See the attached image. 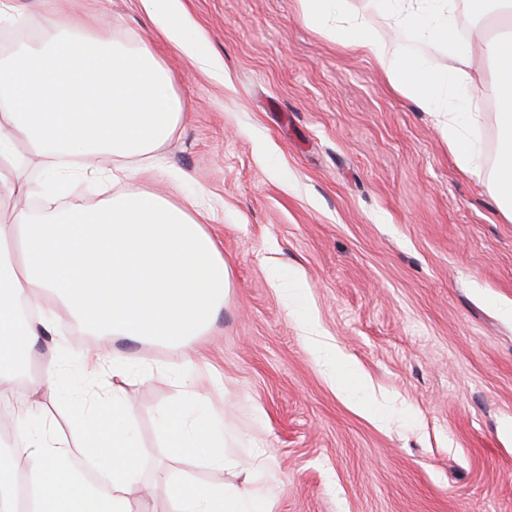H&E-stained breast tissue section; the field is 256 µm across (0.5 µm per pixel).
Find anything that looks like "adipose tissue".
Masks as SVG:
<instances>
[{
	"mask_svg": "<svg viewBox=\"0 0 512 512\" xmlns=\"http://www.w3.org/2000/svg\"><path fill=\"white\" fill-rule=\"evenodd\" d=\"M401 25L427 31L448 48V70L429 64L399 41L370 33L342 16L340 0H299L306 21L331 40L365 53L401 93L431 110L457 167L481 173L472 136L480 114L459 93L463 50L446 0H379ZM52 41H32L0 64V400L16 401L0 448V512H134L157 497L141 479L145 458L136 446L134 411L121 385L150 377L153 365L111 352L115 337L181 350L175 376L184 399L159 418L166 447L223 468L228 444L222 421L193 378L189 350L224 302L229 271L213 237L189 204L145 190L124 192L137 170L158 171V147L182 116L173 78L149 43L129 50L102 29L52 20ZM502 110V155L487 189L512 222V41L489 46ZM25 138L49 160L39 183L21 175ZM116 190L96 206L66 197L70 165ZM71 317L63 322L55 311ZM79 326L98 344L73 352ZM53 355L40 381L19 387L24 365L44 339ZM84 385L60 427L47 405L59 402L71 377ZM169 512H258L257 490L170 481Z\"/></svg>",
	"mask_w": 512,
	"mask_h": 512,
	"instance_id": "adipose-tissue-1",
	"label": "adipose tissue"
}]
</instances>
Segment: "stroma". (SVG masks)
Masks as SVG:
<instances>
[{
  "instance_id": "stroma-1",
  "label": "stroma",
  "mask_w": 512,
  "mask_h": 512,
  "mask_svg": "<svg viewBox=\"0 0 512 512\" xmlns=\"http://www.w3.org/2000/svg\"><path fill=\"white\" fill-rule=\"evenodd\" d=\"M214 65L174 47L147 0H22L25 27L0 58L47 39L50 18L110 27L151 44L185 108L160 146L165 173L124 190L198 196L231 272L211 329L194 344L211 417L233 436L223 469L163 447L159 414L181 393L180 350L116 341L150 361L123 396L143 480L251 486L260 512H512V223L483 179L460 171L433 113L394 89L363 53L331 41L298 0H176ZM459 40L477 52L463 92L482 113L485 170L498 153L496 60L483 43L503 23L450 0ZM343 14L380 37H405L376 0ZM304 280L318 361L288 314L275 271Z\"/></svg>"
}]
</instances>
